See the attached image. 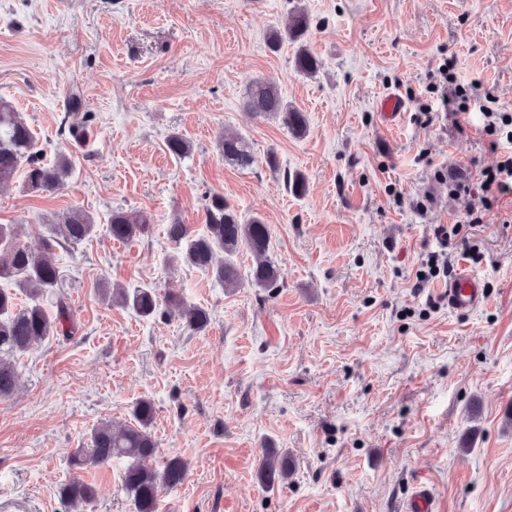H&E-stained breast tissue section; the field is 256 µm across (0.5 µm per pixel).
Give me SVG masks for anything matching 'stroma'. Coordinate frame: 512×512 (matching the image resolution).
I'll list each match as a JSON object with an SVG mask.
<instances>
[{"instance_id": "obj_1", "label": "stroma", "mask_w": 512, "mask_h": 512, "mask_svg": "<svg viewBox=\"0 0 512 512\" xmlns=\"http://www.w3.org/2000/svg\"><path fill=\"white\" fill-rule=\"evenodd\" d=\"M301 4L320 61L310 76L295 72L293 44L266 43L289 0H0V97L46 160L72 164L58 192L0 189V224L33 250L71 209L97 225L56 251L77 335L17 356L18 386L0 400V512H65L75 451L99 423H130L143 398L161 455L188 465L158 512H405L420 482L435 512H512V196L472 226L477 199L448 190L512 141L491 146L477 110L458 133L430 91L452 54L461 82L512 109V0ZM258 77L306 113L303 137L245 111ZM71 87L83 97L72 120L93 135L83 147L59 133ZM387 92L405 102L391 125L376 109ZM227 129L253 167L224 162ZM172 132L189 154L167 153ZM295 172L300 197L284 181ZM213 192L268 225L279 288H227L176 261L166 224L205 232ZM119 208L151 214L147 234L112 240ZM440 224L461 225L467 243L450 250L453 269L485 283L475 312L449 310L445 281L414 286ZM140 285L208 309L209 326L142 318L102 295ZM266 445L293 458L287 483L257 479ZM126 465L83 471L99 491L86 512H132Z\"/></svg>"}]
</instances>
